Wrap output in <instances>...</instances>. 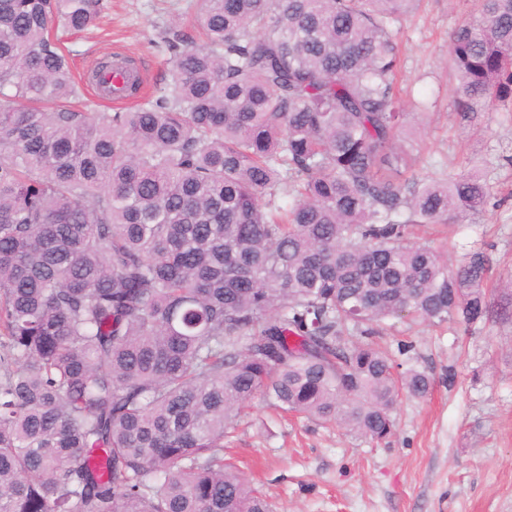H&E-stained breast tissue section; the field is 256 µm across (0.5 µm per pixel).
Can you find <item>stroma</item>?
<instances>
[{
  "mask_svg": "<svg viewBox=\"0 0 512 512\" xmlns=\"http://www.w3.org/2000/svg\"><path fill=\"white\" fill-rule=\"evenodd\" d=\"M470 10V0H423L401 22L398 84L428 104L408 132L420 156L415 178L467 168L489 188L483 213L429 233L449 266L475 248L489 254L488 299L506 313L468 329L399 322L378 337L431 379L425 397L402 398L395 430L382 442L255 399L225 438L224 457L273 512H512V298L500 289L512 279V111L466 122L454 110L448 34ZM170 25L200 37L187 0H108L98 29L64 37L75 77L84 79L95 59L117 55L153 91L167 68L158 32Z\"/></svg>",
  "mask_w": 512,
  "mask_h": 512,
  "instance_id": "35a3bbf8",
  "label": "stroma"
}]
</instances>
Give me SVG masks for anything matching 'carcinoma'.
I'll list each match as a JSON object with an SVG mask.
<instances>
[{"label": "carcinoma", "mask_w": 512, "mask_h": 512, "mask_svg": "<svg viewBox=\"0 0 512 512\" xmlns=\"http://www.w3.org/2000/svg\"><path fill=\"white\" fill-rule=\"evenodd\" d=\"M106 0H0V512H272L224 464L260 396L371 441L430 379L352 337L491 314L490 257L419 224L473 172L406 182L395 25L420 0H199L167 75L75 110L64 33ZM448 36L464 120L512 105V0Z\"/></svg>", "instance_id": "1"}]
</instances>
